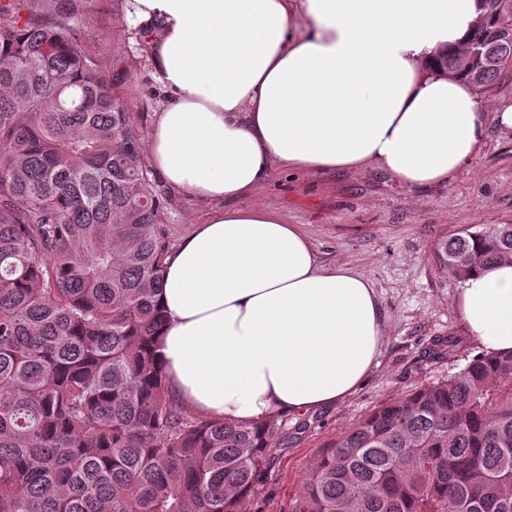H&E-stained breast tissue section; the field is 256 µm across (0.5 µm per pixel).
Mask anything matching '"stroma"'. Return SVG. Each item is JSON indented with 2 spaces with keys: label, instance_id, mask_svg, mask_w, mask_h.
I'll return each instance as SVG.
<instances>
[{
  "label": "stroma",
  "instance_id": "stroma-1",
  "mask_svg": "<svg viewBox=\"0 0 512 512\" xmlns=\"http://www.w3.org/2000/svg\"><path fill=\"white\" fill-rule=\"evenodd\" d=\"M84 22L108 68L125 71L127 110L141 137L149 138L163 98L149 54L127 20L125 0H91ZM483 122L482 150L445 185L413 191L374 168L327 175L279 170L254 196V203L300 225L324 262L348 265L367 279L384 315L378 364L364 384L335 406L289 414L292 439L271 470L261 512H288L316 452L359 418L447 379L479 352L458 314L461 282L440 266L436 253L463 229L512 224V138L498 132L491 114ZM209 209L189 195L168 192L161 227L169 246ZM451 335L459 340L456 351L432 356L434 345Z\"/></svg>",
  "mask_w": 512,
  "mask_h": 512
}]
</instances>
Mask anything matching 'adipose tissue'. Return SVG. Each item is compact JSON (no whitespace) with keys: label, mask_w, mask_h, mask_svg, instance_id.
<instances>
[{"label":"adipose tissue","mask_w":512,"mask_h":512,"mask_svg":"<svg viewBox=\"0 0 512 512\" xmlns=\"http://www.w3.org/2000/svg\"><path fill=\"white\" fill-rule=\"evenodd\" d=\"M127 2L129 21L152 30L166 91L150 163L211 206L164 261L170 395L239 425L347 399L380 354L376 292L252 198L282 168L448 183L481 151L487 107L512 135V102L481 98L441 64L468 46L480 0ZM457 306L483 350H512V257L464 279Z\"/></svg>","instance_id":"obj_1"}]
</instances>
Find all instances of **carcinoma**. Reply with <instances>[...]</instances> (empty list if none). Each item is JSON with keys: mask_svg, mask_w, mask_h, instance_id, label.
I'll list each match as a JSON object with an SVG mask.
<instances>
[{"mask_svg": "<svg viewBox=\"0 0 512 512\" xmlns=\"http://www.w3.org/2000/svg\"><path fill=\"white\" fill-rule=\"evenodd\" d=\"M90 0H0V512H251L287 421L192 415L156 361L166 201L124 77L82 29ZM483 93L512 77V12L482 0ZM512 256V224L466 228L459 279ZM288 512H512V353L359 419L309 464Z\"/></svg>", "mask_w": 512, "mask_h": 512, "instance_id": "obj_1", "label": "carcinoma"}]
</instances>
